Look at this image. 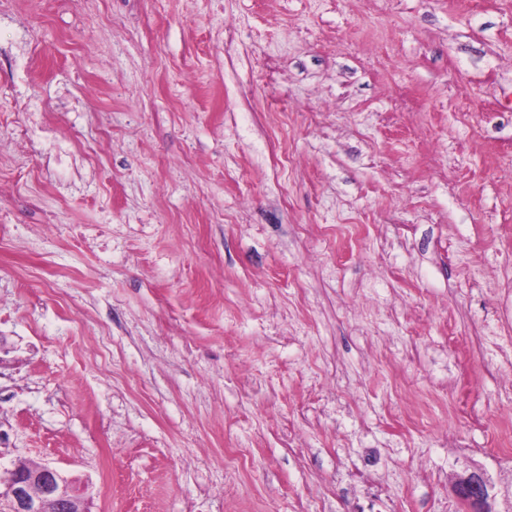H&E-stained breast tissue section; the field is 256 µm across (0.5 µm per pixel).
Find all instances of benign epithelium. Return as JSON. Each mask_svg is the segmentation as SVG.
I'll list each match as a JSON object with an SVG mask.
<instances>
[{"label": "benign epithelium", "mask_w": 512, "mask_h": 512, "mask_svg": "<svg viewBox=\"0 0 512 512\" xmlns=\"http://www.w3.org/2000/svg\"><path fill=\"white\" fill-rule=\"evenodd\" d=\"M491 484L481 471L460 476L452 485L466 512H493ZM10 512H87V488L48 464L20 465L7 483Z\"/></svg>", "instance_id": "7a95c632"}]
</instances>
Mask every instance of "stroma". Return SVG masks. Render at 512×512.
<instances>
[{"label": "stroma", "instance_id": "stroma-1", "mask_svg": "<svg viewBox=\"0 0 512 512\" xmlns=\"http://www.w3.org/2000/svg\"><path fill=\"white\" fill-rule=\"evenodd\" d=\"M0 512H512V0H0ZM87 488L48 464L19 465L7 483L10 512H87ZM491 488L483 472L472 471L456 479L452 492L467 512H495L489 506Z\"/></svg>", "mask_w": 512, "mask_h": 512}]
</instances>
